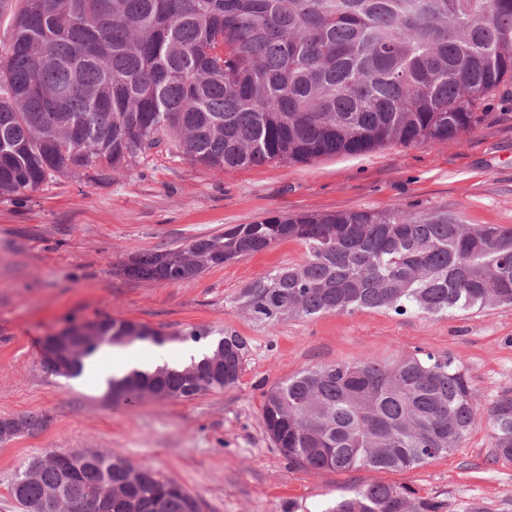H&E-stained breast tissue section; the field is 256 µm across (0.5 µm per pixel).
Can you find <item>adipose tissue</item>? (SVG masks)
<instances>
[{
	"mask_svg": "<svg viewBox=\"0 0 512 512\" xmlns=\"http://www.w3.org/2000/svg\"><path fill=\"white\" fill-rule=\"evenodd\" d=\"M202 351V346L195 344L168 343L162 347L160 358L154 361H143L133 358L126 347L106 346L85 359L82 376L84 379L103 385L110 378L123 377L134 369L151 371L159 365L182 368L191 360L199 358Z\"/></svg>",
	"mask_w": 512,
	"mask_h": 512,
	"instance_id": "obj_1",
	"label": "adipose tissue"
}]
</instances>
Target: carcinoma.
I'll use <instances>...</instances> for the list:
<instances>
[{"mask_svg":"<svg viewBox=\"0 0 512 512\" xmlns=\"http://www.w3.org/2000/svg\"><path fill=\"white\" fill-rule=\"evenodd\" d=\"M0 195L94 168L181 154L226 170L441 144L484 121L512 83V0H0ZM284 241L304 248L242 289L256 323L356 310L446 315L512 306V227L446 213L273 215L123 263L127 278L181 283ZM104 346L163 344L129 320L89 322ZM183 371H132L106 396L190 400L233 387L243 338L221 335ZM269 437L304 471H400L460 447L475 394L448 356L305 368L264 393ZM495 456L512 462V394L489 410ZM10 493L30 512L50 488L84 499L109 482L112 512H200L173 479L125 458L48 450ZM437 497L372 484L324 512H443Z\"/></svg>","mask_w":512,"mask_h":512,"instance_id":"cac0c4a2","label":"carcinoma"}]
</instances>
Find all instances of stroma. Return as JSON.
Wrapping results in <instances>:
<instances>
[{
	"label": "stroma",
	"mask_w": 512,
	"mask_h": 512,
	"mask_svg": "<svg viewBox=\"0 0 512 512\" xmlns=\"http://www.w3.org/2000/svg\"><path fill=\"white\" fill-rule=\"evenodd\" d=\"M484 110L477 130L443 144L224 171L163 154L135 159L108 179L72 173L0 196V417H50L41 431L0 443V512H19L10 482L50 449L112 452L152 467L196 497L202 512H325L379 483L439 497L446 512H463L471 502L498 512L512 502V463L495 460L489 419L495 402L512 392V306L254 322L234 299L274 267L302 258L291 241L178 284L116 272L131 257L275 214L381 212L397 204L512 227V93L488 100ZM106 316L171 335L205 328L242 336L241 377L191 400L147 397L117 408L92 386L44 368L47 336ZM427 352L463 368L478 408L476 426L447 457L395 472H306L270 440L261 406L274 384L312 366Z\"/></svg>",
	"instance_id": "35a3bbf8"
}]
</instances>
